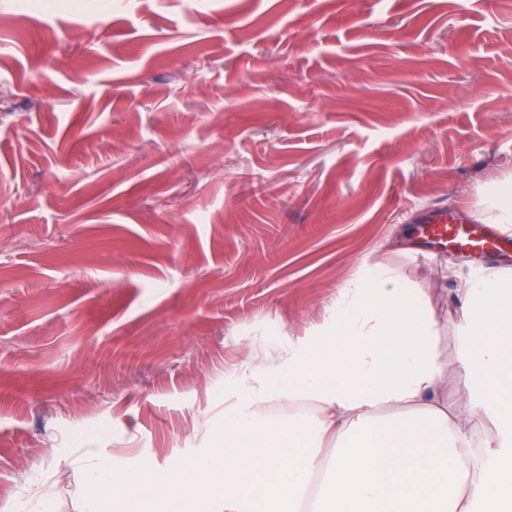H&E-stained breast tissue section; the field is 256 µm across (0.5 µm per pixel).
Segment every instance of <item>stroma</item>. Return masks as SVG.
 I'll return each instance as SVG.
<instances>
[{
	"mask_svg": "<svg viewBox=\"0 0 512 512\" xmlns=\"http://www.w3.org/2000/svg\"><path fill=\"white\" fill-rule=\"evenodd\" d=\"M512 181V0H0V512H80L86 453L172 473L224 380L366 265L454 357L421 221Z\"/></svg>",
	"mask_w": 512,
	"mask_h": 512,
	"instance_id": "35a3bbf8",
	"label": "stroma"
}]
</instances>
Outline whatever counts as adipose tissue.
<instances>
[{
  "label": "adipose tissue",
  "instance_id": "adipose-tissue-1",
  "mask_svg": "<svg viewBox=\"0 0 512 512\" xmlns=\"http://www.w3.org/2000/svg\"><path fill=\"white\" fill-rule=\"evenodd\" d=\"M454 360L420 289L390 267H362L315 334L281 336L263 367L242 363L224 385V442L188 461L206 494L183 487L191 512H512V270L457 290ZM343 353L323 360L329 339ZM455 370L468 394L449 407ZM289 404L285 419L263 406ZM332 455H325V444ZM83 512H102L114 484L151 496L149 471L81 461Z\"/></svg>",
  "mask_w": 512,
  "mask_h": 512
}]
</instances>
